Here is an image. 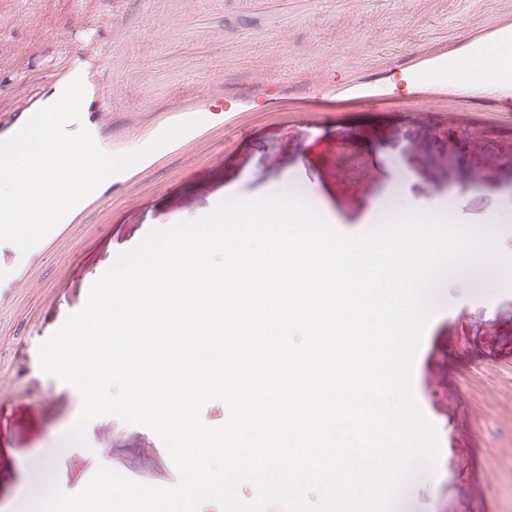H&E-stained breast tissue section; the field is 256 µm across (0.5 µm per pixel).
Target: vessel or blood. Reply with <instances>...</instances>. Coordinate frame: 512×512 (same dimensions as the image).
I'll return each instance as SVG.
<instances>
[{
	"label": "vessel or blood",
	"mask_w": 512,
	"mask_h": 512,
	"mask_svg": "<svg viewBox=\"0 0 512 512\" xmlns=\"http://www.w3.org/2000/svg\"><path fill=\"white\" fill-rule=\"evenodd\" d=\"M314 0H242L245 11L268 16L280 15L288 11L297 16L310 10ZM473 10L480 16V26L489 41L504 46H512V10L487 14L486 0H470ZM237 44L224 47L222 58L213 60L208 76L199 83L197 89L177 97L173 106L158 114L152 124L130 133L117 131L112 121V107L123 95L122 61L119 51L112 44H104L94 54L85 52L79 46L65 44L63 47L64 65L44 80L41 90L27 103L14 112L0 111V139L17 132L25 121L40 108L54 102L66 85L75 77H82L86 95L82 104L81 121L91 132L95 141L104 151L118 154L138 149L151 142L166 127L189 118H202L199 127L182 136L178 147L193 148L210 142L223 134L227 123L239 120L241 114L251 111L253 95L251 88L263 85L272 78L271 73L252 76L251 87H228L224 81V61L236 55ZM417 49L399 52L395 57L377 62L367 69L358 82H351L345 76L328 70L320 72L316 83H309L299 77L286 81L283 90L271 91L263 100L267 110L305 107L307 102L320 100L335 101L337 96L353 100L359 97L380 99L397 98L422 107L436 101L444 94L435 75L439 71L455 65L452 56H441L417 62ZM165 149H158L136 167L112 176L103 182L89 197L76 206L42 241L34 252L20 254L11 244H0V300L7 298L32 275L37 254L47 246L58 242L83 215L105 197L115 193H127L136 188L150 173Z\"/></svg>",
	"instance_id": "obj_1"
}]
</instances>
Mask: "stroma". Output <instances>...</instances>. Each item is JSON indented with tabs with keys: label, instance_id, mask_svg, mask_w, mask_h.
I'll use <instances>...</instances> for the list:
<instances>
[{
	"label": "stroma",
	"instance_id": "stroma-1",
	"mask_svg": "<svg viewBox=\"0 0 512 512\" xmlns=\"http://www.w3.org/2000/svg\"><path fill=\"white\" fill-rule=\"evenodd\" d=\"M155 11L171 27L205 14L215 40L247 46L225 74L237 83L271 63L279 74L311 80L316 61L343 71L394 48L433 45L439 33L472 23L464 0H358L342 14L335 0H319L302 17L255 29L239 0H155ZM116 19L129 34L119 47L127 81L117 124L141 122L128 107L144 83L162 109L207 73L206 55L173 53L163 35L148 31L142 0H0V81L45 73L71 33L108 42ZM481 93L468 104L421 109L388 100L253 112L225 132L222 151L174 154L134 191L107 200L108 222L89 213L74 238L38 261L33 282L0 306V512H22L46 474L78 492L101 464L139 482L175 483L160 439L116 417L94 420L87 446L65 443L80 398L41 372L37 353L84 307L117 254L152 229L201 217L229 198L292 189L338 230L358 235L412 198L474 228L497 221L498 248L512 257V114L499 110L495 89ZM501 269L491 259L435 291L439 307L424 331L413 388L442 454L437 473L416 476L396 512H504L512 504V283Z\"/></svg>",
	"mask_w": 512,
	"mask_h": 512
}]
</instances>
